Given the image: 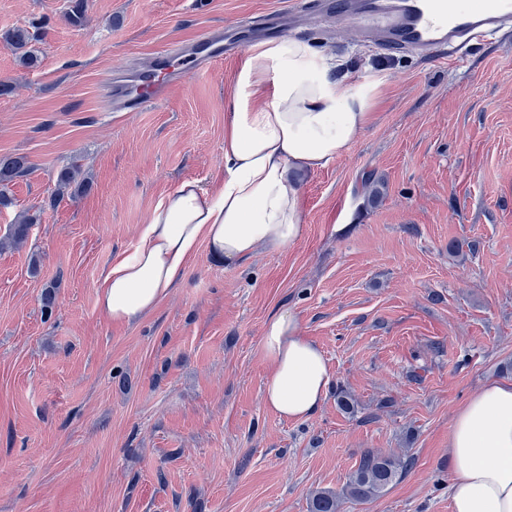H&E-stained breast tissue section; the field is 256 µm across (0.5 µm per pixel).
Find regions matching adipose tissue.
I'll return each instance as SVG.
<instances>
[{
	"label": "adipose tissue",
	"mask_w": 512,
	"mask_h": 512,
	"mask_svg": "<svg viewBox=\"0 0 512 512\" xmlns=\"http://www.w3.org/2000/svg\"><path fill=\"white\" fill-rule=\"evenodd\" d=\"M375 87L345 84L327 57L303 41L251 46L224 101V180L193 181L163 197L130 252L97 282L112 321H138L183 281L199 245L224 262L299 240L301 186L346 153L370 119ZM263 396L280 417L301 419L322 404L330 377L320 348L295 312L265 323ZM453 512H512V383L490 382L455 414L448 433Z\"/></svg>",
	"instance_id": "1"
}]
</instances>
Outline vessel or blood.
I'll list each match as a JSON object with an SVG mask.
<instances>
[{"mask_svg": "<svg viewBox=\"0 0 512 512\" xmlns=\"http://www.w3.org/2000/svg\"><path fill=\"white\" fill-rule=\"evenodd\" d=\"M291 15H317L358 24L362 36L390 53L416 52L428 59L463 63L470 48L512 33V0H293ZM272 21L228 26L226 38L206 31L190 52L159 51L155 71L143 72V94L111 86L107 109L139 112L177 90L182 79L207 73L224 58L241 54L244 35H272Z\"/></svg>", "mask_w": 512, "mask_h": 512, "instance_id": "b4317fda", "label": "vessel or blood"}]
</instances>
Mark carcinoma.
Segmentation results:
<instances>
[{"label":"carcinoma","mask_w":512,"mask_h":512,"mask_svg":"<svg viewBox=\"0 0 512 512\" xmlns=\"http://www.w3.org/2000/svg\"><path fill=\"white\" fill-rule=\"evenodd\" d=\"M36 34L32 27L19 25L0 35V41L10 47L17 55L21 66L29 68L38 62V57L30 50V44ZM28 169L25 156L0 157V184L6 185L18 174ZM86 178L82 177L81 168L73 164L62 169L57 177L60 192L68 191L73 197L86 189ZM37 217L22 214L12 225L10 234L0 240V249L23 246L29 237L31 225ZM405 461L379 452H366L351 475L345 488L340 493L321 490L312 496L310 512H339L342 500L366 502L380 496L394 482Z\"/></svg>","instance_id":"1"}]
</instances>
